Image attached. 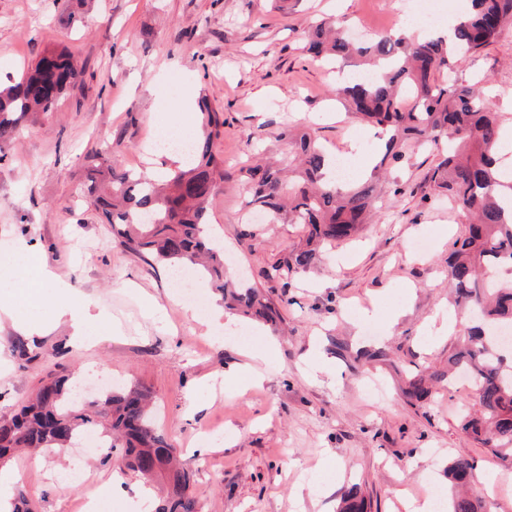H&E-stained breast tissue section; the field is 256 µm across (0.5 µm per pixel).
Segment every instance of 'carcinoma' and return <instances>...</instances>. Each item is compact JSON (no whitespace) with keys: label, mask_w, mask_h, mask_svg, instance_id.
Returning <instances> with one entry per match:
<instances>
[{"label":"carcinoma","mask_w":512,"mask_h":512,"mask_svg":"<svg viewBox=\"0 0 512 512\" xmlns=\"http://www.w3.org/2000/svg\"><path fill=\"white\" fill-rule=\"evenodd\" d=\"M512 26V0H470L469 14L456 25L454 50L443 40H406L381 34L370 42H355L344 26L323 20L307 32V52L315 59L366 68L369 81L351 79L340 94L346 107L361 120L390 134L388 155L380 165L402 158L404 146L436 142L450 135L448 151L429 178L448 193L456 208L471 218L465 235L448 255V282L455 307L476 318L448 349V369H460L475 389L474 402L461 416L463 432L475 443L504 459H512V353L502 350L495 330L512 326V278L503 280L500 267L512 266V181L503 179L491 148L500 138L501 119L492 103L472 87L448 80L450 59L479 52ZM80 71L71 54L54 48L43 55L20 81L0 83V150L31 115L51 111L60 96L77 86ZM206 128L195 143L189 162L168 171L163 183L145 173L103 167L112 150L103 142L90 151L83 176L90 182L86 202L110 225L119 244L149 256L153 262L196 269L220 291L229 308L246 317L274 321V312L258 288H239L224 279V255L210 247L205 226L211 205L222 190L224 161L213 151L224 127L223 114L207 97L197 102ZM279 139L290 143L299 165L286 169L255 164L241 171L248 188L247 206L271 223L295 224L304 245L288 254L286 269L314 264L317 248L342 240L377 215L374 187L337 183L335 162L308 132L286 128ZM445 379L436 370L410 383L417 399L428 397L432 383ZM70 376L46 381L34 399L0 413V463L9 462L19 448L61 450L86 433L101 431L120 444L106 447L103 463L121 448L119 471L149 477L155 462L176 468L177 448L158 432L151 411V391L139 384L96 396L75 398ZM473 465L456 460L448 466L453 485L465 491L453 496L448 512H480L479 497L466 490ZM191 476L177 471L156 512H201L190 490ZM338 512H365L358 488L343 498Z\"/></svg>","instance_id":"carcinoma-1"}]
</instances>
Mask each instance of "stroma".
<instances>
[{"label":"stroma","instance_id":"35a3bbf8","mask_svg":"<svg viewBox=\"0 0 512 512\" xmlns=\"http://www.w3.org/2000/svg\"><path fill=\"white\" fill-rule=\"evenodd\" d=\"M413 0H0V79L20 78L45 49L67 48L83 72L55 108L25 123L0 149V249L16 253L18 284L46 271L58 290L77 291L96 330L87 343L69 326L24 336L13 316L44 319L51 296L0 288V412L26 400L48 374L104 370L118 382L149 387L157 429L195 470L202 512H336L359 487L369 512H402L400 491L421 496L447 485L456 459L495 482L482 490L486 512H512V463L474 444L459 411L474 388L459 377L425 400L410 379L446 368L448 348L470 326L437 335L447 311L448 253L467 222L428 173L440 145L405 150L388 163L375 223L329 246L306 270L266 279L299 242L293 224L247 223L239 169L261 142L289 156L282 128L309 131L328 152L352 163L377 162L371 128L346 116L336 74L301 50L307 25L331 15L352 29L394 31ZM463 85L478 84L512 126V30L457 63ZM208 94L224 114L213 149L224 158V189L210 223L224 249L227 279L267 292L277 328L238 317L223 342L206 336V314L186 308L167 267L117 247L84 197L85 155L110 142L119 166L167 172L147 145L161 122L200 136L185 100ZM397 323H390L391 314ZM31 357L21 364L18 347ZM386 359H373L376 350ZM238 368V379H225ZM217 441L206 455V432ZM83 458L97 478L98 512H135L134 486L165 495L169 475L124 476L100 449L70 448L11 463L39 512H82L79 487L60 474Z\"/></svg>","mask_w":512,"mask_h":512}]
</instances>
